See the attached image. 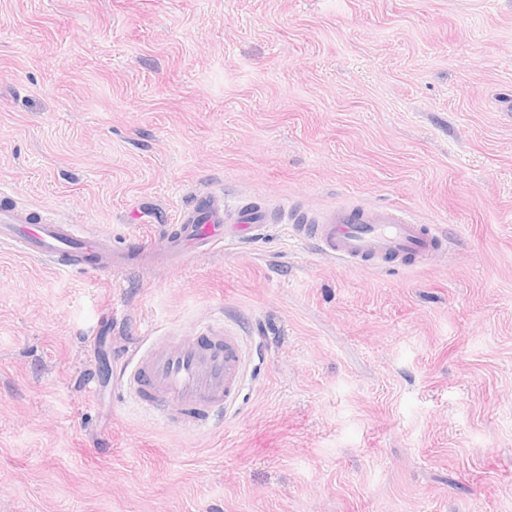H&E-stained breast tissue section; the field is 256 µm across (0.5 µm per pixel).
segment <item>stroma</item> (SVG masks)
Here are the masks:
<instances>
[{"mask_svg": "<svg viewBox=\"0 0 512 512\" xmlns=\"http://www.w3.org/2000/svg\"><path fill=\"white\" fill-rule=\"evenodd\" d=\"M0 189L153 250L0 247V512H512V0H0ZM201 192L448 248L373 270L273 222L172 261ZM214 319L242 396L168 425L120 371Z\"/></svg>", "mask_w": 512, "mask_h": 512, "instance_id": "35a3bbf8", "label": "stroma"}]
</instances>
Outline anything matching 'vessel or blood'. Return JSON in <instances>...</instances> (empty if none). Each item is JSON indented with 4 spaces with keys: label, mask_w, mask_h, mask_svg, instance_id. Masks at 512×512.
<instances>
[{
    "label": "vessel or blood",
    "mask_w": 512,
    "mask_h": 512,
    "mask_svg": "<svg viewBox=\"0 0 512 512\" xmlns=\"http://www.w3.org/2000/svg\"><path fill=\"white\" fill-rule=\"evenodd\" d=\"M271 216L267 208L244 205L235 223H225L223 195L206 192L180 211L168 230L167 249L180 258L219 249L226 240L258 235ZM279 216L292 237L348 265L413 267L438 256L446 241L442 227L417 223L390 207L345 203L314 216L294 209ZM5 245L59 270L88 266L106 273L127 269L132 255L150 252L144 243L133 252L115 251L77 225L32 223L0 204V246ZM245 361L241 336L219 322L200 326L191 339L169 335L138 352L122 378L139 404L158 408L168 422L198 427L237 403Z\"/></svg>",
    "instance_id": "1"
}]
</instances>
